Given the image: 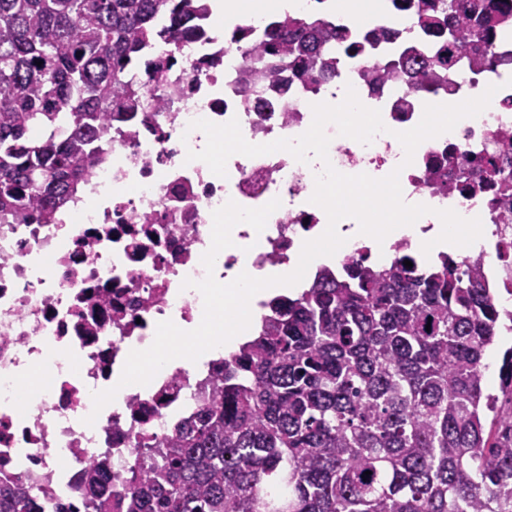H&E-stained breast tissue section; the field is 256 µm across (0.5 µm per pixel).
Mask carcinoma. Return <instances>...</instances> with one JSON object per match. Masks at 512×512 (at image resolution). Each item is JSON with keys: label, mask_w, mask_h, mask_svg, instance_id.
<instances>
[{"label": "carcinoma", "mask_w": 512, "mask_h": 512, "mask_svg": "<svg viewBox=\"0 0 512 512\" xmlns=\"http://www.w3.org/2000/svg\"><path fill=\"white\" fill-rule=\"evenodd\" d=\"M208 2L0 0V219H46L78 189L112 120L142 111L130 74L160 65L153 45L199 32ZM428 2L424 23L465 46L506 22L490 0ZM324 26L272 22L246 46L249 71L307 77ZM265 306L211 401L141 473L114 489L108 459L92 465L85 512H512V408L487 392L485 363L512 314L481 263L353 261ZM499 379L512 394V349ZM487 413L508 432H487ZM46 508L73 512L0 477V512Z\"/></svg>", "instance_id": "obj_1"}]
</instances>
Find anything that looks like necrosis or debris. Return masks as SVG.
Segmentation results:
<instances>
[{
	"mask_svg": "<svg viewBox=\"0 0 512 512\" xmlns=\"http://www.w3.org/2000/svg\"><path fill=\"white\" fill-rule=\"evenodd\" d=\"M295 2V16L322 18L342 34L316 64L327 78L245 80L243 46L232 37L242 29L258 42L273 14L208 20L201 37L152 47L165 68L132 76L145 111L113 122L106 160L51 223L0 224V476L28 482L40 500H73L79 477L104 456L114 475L130 478L145 449L169 441L222 380L223 357L206 353L196 369L162 368L144 388L121 389L119 405L93 409V393L116 386L128 354L154 339L158 322L193 324L200 295L182 283L206 276L201 258L215 210L230 200L246 208L281 201L263 231L233 228L221 272L227 282L295 269L303 243L328 222L310 201L316 169L288 152L232 155L223 177L187 161L201 149L194 120L238 119L252 144L293 140L310 127L313 104L340 103L353 86L364 106L380 110L386 130L364 145L327 124L331 165L374 178L398 172L403 199L480 218L483 242L462 248L460 258L480 261L499 306L512 312V0H496L509 22L475 50L423 27L416 0H371L358 17L336 12L334 0ZM349 39L361 50L345 53ZM411 55L433 62L435 85L390 76L392 64ZM490 85L497 91L482 113L423 141L404 164L397 135L420 122L425 105L456 104ZM254 238L259 248L248 249ZM31 375V398L19 400Z\"/></svg>",
	"mask_w": 512,
	"mask_h": 512,
	"instance_id": "4bbe7bcc",
	"label": "necrosis or debris"
}]
</instances>
